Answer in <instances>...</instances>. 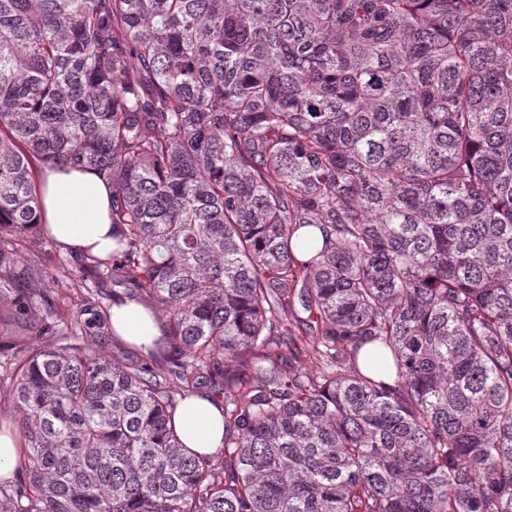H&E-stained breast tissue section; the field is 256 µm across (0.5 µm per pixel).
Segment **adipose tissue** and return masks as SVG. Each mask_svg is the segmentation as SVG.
Masks as SVG:
<instances>
[{
    "label": "adipose tissue",
    "mask_w": 512,
    "mask_h": 512,
    "mask_svg": "<svg viewBox=\"0 0 512 512\" xmlns=\"http://www.w3.org/2000/svg\"><path fill=\"white\" fill-rule=\"evenodd\" d=\"M41 195L44 232L62 250L106 257L116 249L112 190L95 173L73 168L46 171ZM111 324L118 339L141 351L153 348L161 335L157 312L132 300L113 306ZM174 427L188 451L214 452L224 440L221 402L212 396L186 398L176 410Z\"/></svg>",
    "instance_id": "ef3b65f1"
}]
</instances>
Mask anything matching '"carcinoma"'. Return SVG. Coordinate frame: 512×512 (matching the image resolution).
I'll return each mask as SVG.
<instances>
[{
    "label": "carcinoma",
    "mask_w": 512,
    "mask_h": 512,
    "mask_svg": "<svg viewBox=\"0 0 512 512\" xmlns=\"http://www.w3.org/2000/svg\"><path fill=\"white\" fill-rule=\"evenodd\" d=\"M67 168L118 229L68 335L107 284L168 331L26 347L0 512H512V0H0V228ZM203 392L224 398L217 387L207 383ZM214 396H190L177 407L174 427L182 444L189 452L209 454L219 448L224 440L222 404Z\"/></svg>",
    "instance_id": "cac0c4a2"
}]
</instances>
